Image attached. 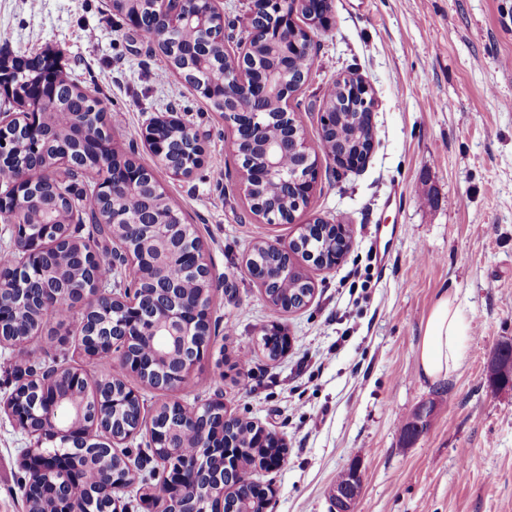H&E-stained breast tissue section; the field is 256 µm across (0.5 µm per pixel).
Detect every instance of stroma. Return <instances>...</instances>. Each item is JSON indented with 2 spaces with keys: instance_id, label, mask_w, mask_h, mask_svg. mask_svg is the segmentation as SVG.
Returning a JSON list of instances; mask_svg holds the SVG:
<instances>
[{
  "instance_id": "stroma-1",
  "label": "stroma",
  "mask_w": 512,
  "mask_h": 512,
  "mask_svg": "<svg viewBox=\"0 0 512 512\" xmlns=\"http://www.w3.org/2000/svg\"><path fill=\"white\" fill-rule=\"evenodd\" d=\"M332 26L293 102L311 145L321 136L325 87L354 73L377 101L375 140L358 168L323 157L315 190L292 224L255 220L235 188L232 130L221 113L166 70L150 38L109 0H0V53H62L66 76L112 115L119 152L147 118L177 110L205 141L208 161L168 181L170 204L195 224L225 287L213 316L232 326L194 373L171 390L138 377L146 412L162 401L223 397L228 413L278 434L284 464L251 470L276 494L267 512H329L337 474L359 467L355 512H512V386L488 367L512 343V0H331ZM314 214L345 225L351 247L332 269L304 263L315 292L303 308L273 312L245 258L258 241L286 243ZM457 294L470 325L466 357L448 378L418 372L417 353L439 297ZM289 337L275 360L261 330ZM357 332H349L350 323ZM62 367L97 366L73 340L34 339ZM250 359V376L239 372ZM432 406L426 428L403 425ZM32 439L0 414V512H27L19 457Z\"/></svg>"
}]
</instances>
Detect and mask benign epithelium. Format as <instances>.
Instances as JSON below:
<instances>
[{
  "mask_svg": "<svg viewBox=\"0 0 512 512\" xmlns=\"http://www.w3.org/2000/svg\"><path fill=\"white\" fill-rule=\"evenodd\" d=\"M157 24L147 32L155 46H171L172 52H190L199 59V66L208 65L216 52L222 53L225 43L236 42L237 69L226 75L223 85L224 102L233 105L224 109V121L233 130L232 147L239 164V181L236 187L249 205V212L266 219L276 210V203L264 201L255 193V180H279L283 195L303 206L309 200L319 172L320 156L303 136L298 135L292 103L307 80V76L292 77L288 62L301 52L313 53L316 43L314 33L325 31L332 25L330 0H249V24L245 30L235 32L222 24L215 27V16L224 15L220 0H152ZM304 14L308 26L301 29L294 22L297 13ZM184 23L197 33V41L190 48L170 44V28ZM305 38L298 37V30ZM262 48L267 58L274 61L273 68L265 79H252L251 62L256 50ZM337 81L345 84L352 99L360 109L355 118L373 122L375 100L370 86L362 78L342 75ZM278 111H272V108ZM26 121L29 128L39 134L45 130L43 117H28L22 112L0 113V142L7 140L8 131ZM142 143L170 177L189 179L202 169L207 157L200 136L184 121L181 113L171 110L159 112L146 119L142 130ZM334 163L342 168H354L365 162L367 155L349 156L333 154L327 143H322ZM98 153L103 157H116L119 165L112 166V176H97L91 194L102 200H117L134 192L142 195L149 205L148 223L130 219L112 207V213L103 215L102 223L112 230L115 252L114 261L118 271L128 273L132 279L141 275V249L153 252L154 282L161 291L163 300L152 308L138 304L134 292L129 295L110 291L106 283L89 285L85 280L47 281L40 288L39 304L43 315H48L61 303L75 296L84 313L99 311L108 315L123 316L122 335L151 336L159 347L158 357H165V349L172 345L181 350L189 349L192 356L183 361L178 383H183L209 352L210 341L199 338L198 326L212 323V295L222 287V282L213 274L206 259L199 256L201 241L195 248L184 252L178 242L181 236L195 230L184 215L175 209L155 206L166 201L167 188L153 170L143 166L135 152L118 155L112 147L110 137L103 134L97 139ZM77 165L67 154H58L45 171V180L55 186L60 174L74 172ZM26 170L18 165L10 178L0 177V224L9 232L13 244V260L0 265V346L14 347L5 334L14 328V317L18 310L31 302L30 286L33 277L39 275L42 246L54 229V223L26 224L18 215V203L36 208L53 210L55 199L51 195L26 192ZM298 240L284 245L264 242L265 248L284 257L291 265L293 248ZM178 264L192 272L203 282V288L191 292L180 288L166 276V269ZM249 274L264 291L278 281L284 269L276 264H264L248 268ZM64 397L51 389V383L42 379L32 383L28 377L19 381L10 396L0 402V408L19 429L35 438L32 447L25 449L20 466L25 471H36L43 475L45 500L50 502L52 512H99L94 496L81 504L75 503L58 491L72 474L63 468L66 457L74 454V435L81 414L69 415L63 404ZM131 401L141 402L140 395L126 388L121 399L95 397L93 425L83 430L81 439L89 443L95 439L97 425L109 420L114 413ZM166 412L174 414L184 426L198 430L199 439L193 461L182 465L166 463L161 484L142 488L141 497L161 505L159 512H181V503L191 505V512H224V499L231 486L249 484L248 468L234 466L225 481L211 480V464L217 453L224 454L229 461L231 451L216 449L211 433L209 417L218 415L225 421L230 418L221 397L191 406L178 399L165 402ZM171 431L149 428L150 448L155 453L171 448ZM109 479L112 500L104 507L106 512H126L122 494L133 484V472L122 466L118 472L105 471ZM329 491V500L334 512H354L357 494Z\"/></svg>",
  "mask_w": 512,
  "mask_h": 512,
  "instance_id": "obj_1",
  "label": "benign epithelium"
}]
</instances>
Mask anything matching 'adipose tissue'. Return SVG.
<instances>
[{"label":"adipose tissue","mask_w":512,"mask_h":512,"mask_svg":"<svg viewBox=\"0 0 512 512\" xmlns=\"http://www.w3.org/2000/svg\"><path fill=\"white\" fill-rule=\"evenodd\" d=\"M467 332L468 322L456 296L440 297L429 315L418 352L422 375L439 380L456 370L465 357Z\"/></svg>","instance_id":"1"}]
</instances>
